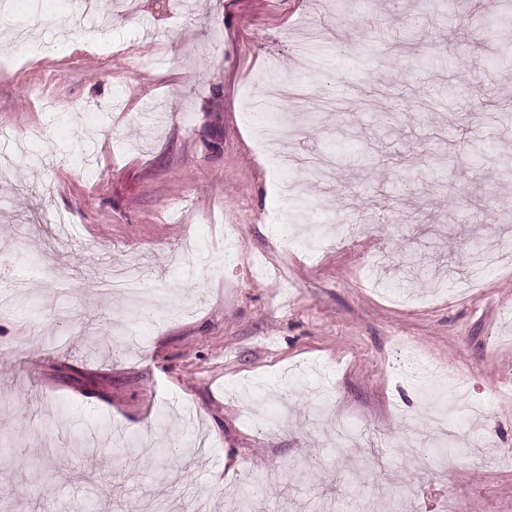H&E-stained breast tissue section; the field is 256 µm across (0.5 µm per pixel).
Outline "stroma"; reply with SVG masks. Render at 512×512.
I'll return each mask as SVG.
<instances>
[{
	"mask_svg": "<svg viewBox=\"0 0 512 512\" xmlns=\"http://www.w3.org/2000/svg\"><path fill=\"white\" fill-rule=\"evenodd\" d=\"M0 16V512H225L239 486L282 473L256 512H319L362 484L373 512H512V29L485 28L495 0H456L457 31L423 0H98L110 18L59 0L52 50L25 56L44 0ZM445 52L416 63L363 50L373 21ZM324 32L298 48L304 26ZM277 78L309 96L282 104L280 148L332 154L324 193L275 169L249 113ZM486 87L485 109L446 94ZM453 155L452 168L441 159ZM285 223H275L277 213ZM65 214L72 237L54 224ZM370 224L337 239V221ZM327 237L318 254L298 240ZM500 255L481 292L470 242ZM223 264L205 277L199 259ZM144 272L133 317L101 290L113 266ZM453 370L427 386L400 374L406 349ZM481 436L411 464L400 443L425 400ZM288 417L264 433L257 422ZM458 464L439 476L442 452Z\"/></svg>",
	"mask_w": 512,
	"mask_h": 512,
	"instance_id": "1",
	"label": "stroma"
}]
</instances>
